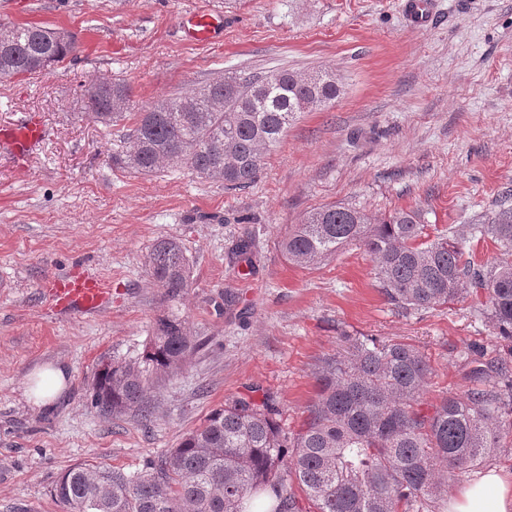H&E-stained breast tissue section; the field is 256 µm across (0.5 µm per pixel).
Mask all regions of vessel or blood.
Returning a JSON list of instances; mask_svg holds the SVG:
<instances>
[{
	"instance_id": "vessel-or-blood-1",
	"label": "vessel or blood",
	"mask_w": 512,
	"mask_h": 512,
	"mask_svg": "<svg viewBox=\"0 0 512 512\" xmlns=\"http://www.w3.org/2000/svg\"><path fill=\"white\" fill-rule=\"evenodd\" d=\"M223 28L224 14L214 9L186 12L180 21L183 39L195 44L211 43ZM45 136L41 117L30 112L13 123L0 126V151L8 153L16 163H25ZM45 293L50 309L60 314L92 316L108 304L105 283L95 275L54 280Z\"/></svg>"
}]
</instances>
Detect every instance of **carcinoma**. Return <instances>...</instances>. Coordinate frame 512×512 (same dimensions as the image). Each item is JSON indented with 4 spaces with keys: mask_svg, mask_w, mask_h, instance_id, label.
<instances>
[{
    "mask_svg": "<svg viewBox=\"0 0 512 512\" xmlns=\"http://www.w3.org/2000/svg\"><path fill=\"white\" fill-rule=\"evenodd\" d=\"M74 48L63 30L0 26V77L46 71ZM340 93L329 70H272L219 77L137 109L126 83L102 78L85 89V110L108 126L128 125V147L113 164L145 175L185 167L237 190L256 182L298 115ZM473 230L498 245L496 263L464 257L448 230L429 238L418 209L373 219L354 206L326 204L306 212L279 247L306 268L358 244L395 309L407 314L481 293L494 329L512 339V208H499ZM253 257L252 241L242 240L230 262L251 268ZM147 266L167 301L190 287L189 258L174 238L151 246ZM194 349L184 320L157 319L141 354L98 365L94 407L151 419L154 381L181 372ZM465 355L467 389L424 403L432 368L419 349L340 336L336 352L316 365V394L299 431L282 428L270 394H246L213 409L143 468L76 464L52 495L74 512H303L301 496L314 512H446L438 467L476 469L512 437V367L484 359L475 346Z\"/></svg>",
    "mask_w": 512,
    "mask_h": 512,
    "instance_id": "1",
    "label": "carcinoma"
}]
</instances>
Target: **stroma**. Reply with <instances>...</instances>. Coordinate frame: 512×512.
<instances>
[{
	"label": "stroma",
	"instance_id": "obj_1",
	"mask_svg": "<svg viewBox=\"0 0 512 512\" xmlns=\"http://www.w3.org/2000/svg\"><path fill=\"white\" fill-rule=\"evenodd\" d=\"M426 27L402 0H0V25L35 23L76 37L59 66L0 79V125L40 113L49 136L25 165L0 156V512H64L52 488L67 467L104 462L126 471L175 447L228 400L270 393L285 431L298 429L316 391L314 370L340 334L408 342L433 368L422 395L462 392L463 355L512 358L481 300L399 313L359 245L310 268L277 242L312 208L349 204L373 216L422 210L429 229L453 228L473 259L498 246L472 230L512 205V0H435ZM224 13V35L187 45V10ZM334 71L340 96L302 113L250 188L184 168L142 175L113 167L122 127L86 114L83 89L124 80L140 106L231 72ZM254 243V267L228 254ZM162 238L181 242L191 286L163 300L147 274ZM92 274L110 281L99 315L47 308L48 281ZM238 302L225 308V293ZM177 314L197 348L182 373L157 379L150 422L106 418L91 404L101 358L142 352L156 318ZM64 364L69 382L52 407L28 400V376Z\"/></svg>",
	"mask_w": 512,
	"mask_h": 512
}]
</instances>
